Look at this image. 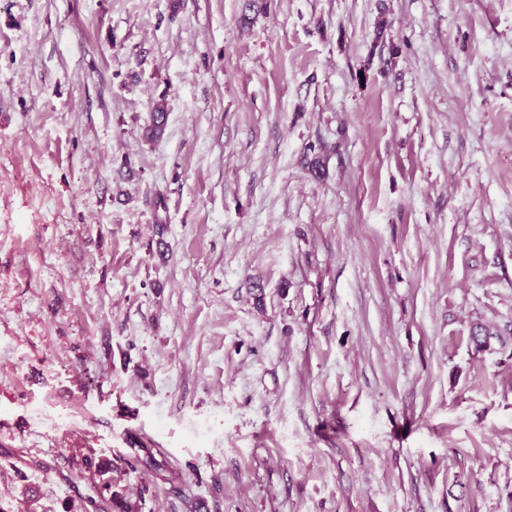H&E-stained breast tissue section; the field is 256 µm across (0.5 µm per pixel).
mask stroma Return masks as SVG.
Wrapping results in <instances>:
<instances>
[{
  "label": "stroma",
  "instance_id": "35a3bbf8",
  "mask_svg": "<svg viewBox=\"0 0 512 512\" xmlns=\"http://www.w3.org/2000/svg\"><path fill=\"white\" fill-rule=\"evenodd\" d=\"M264 2L0 0V512H512V0ZM80 464L88 471H91L92 476L97 475L100 483L96 485V496H89L82 501L81 509L83 512H130L132 510L129 506L125 495L116 490L117 483L112 482V462L107 460H98L93 453L83 454Z\"/></svg>",
  "mask_w": 512,
  "mask_h": 512
}]
</instances>
